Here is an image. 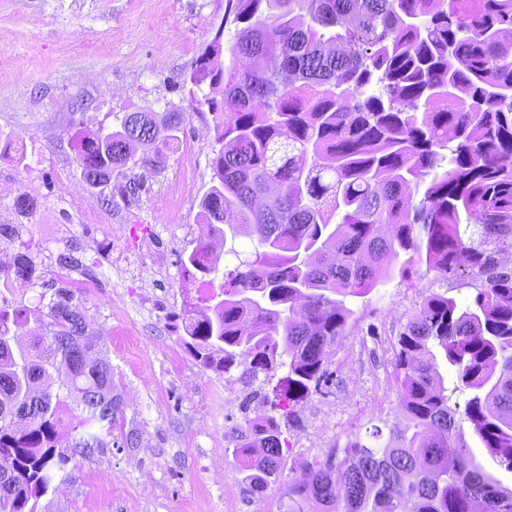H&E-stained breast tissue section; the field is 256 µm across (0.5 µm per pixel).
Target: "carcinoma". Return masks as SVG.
Instances as JSON below:
<instances>
[{
	"label": "carcinoma",
	"instance_id": "1",
	"mask_svg": "<svg viewBox=\"0 0 512 512\" xmlns=\"http://www.w3.org/2000/svg\"><path fill=\"white\" fill-rule=\"evenodd\" d=\"M224 25L231 39L218 30L190 75L222 87V104L193 106L217 115L222 147L199 201L206 234L180 258L183 343L205 369H242L246 384L288 367L273 414L233 437L249 489L281 474L279 418L326 381V350L353 317L342 298L396 270L449 279L464 266L473 306L432 294L399 337L409 425L384 443L375 426V444L357 437L305 468L286 512H512V488L478 465L432 351L472 390L464 419L512 471V269L494 260L512 249V0H226ZM159 134L156 113L130 112L117 130L80 136L76 162L94 186L138 145L153 146L144 164L159 168L172 140ZM471 224L477 244L464 238ZM247 225L259 250L215 283L211 240ZM40 279L26 250L0 268V512H41L76 456L109 446L120 412L79 289L60 273L33 309L23 288ZM67 413L80 429L69 450L57 432Z\"/></svg>",
	"mask_w": 512,
	"mask_h": 512
}]
</instances>
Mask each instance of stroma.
Instances as JSON below:
<instances>
[{"label":"stroma","instance_id":"stroma-1","mask_svg":"<svg viewBox=\"0 0 512 512\" xmlns=\"http://www.w3.org/2000/svg\"><path fill=\"white\" fill-rule=\"evenodd\" d=\"M225 0H0V219L46 275L73 248L70 274L101 356L112 365L121 411L112 444L83 460L74 480L41 500L43 512H285L286 482L367 429L405 427L394 357L409 317L432 294L472 303L469 276L418 269L369 294L346 298L354 312L327 354L330 380L303 399L284 431L282 480L250 490L229 451L232 427L270 412V384L204 369L185 348L179 259L203 232L198 203L220 150L214 113L190 105L189 75L224 23ZM129 112H178L177 141L162 168L128 163L142 185L125 199L93 186L76 162L74 138L119 129ZM25 153L15 161V147ZM35 187L24 216L15 195ZM91 216H84V208Z\"/></svg>","mask_w":512,"mask_h":512}]
</instances>
